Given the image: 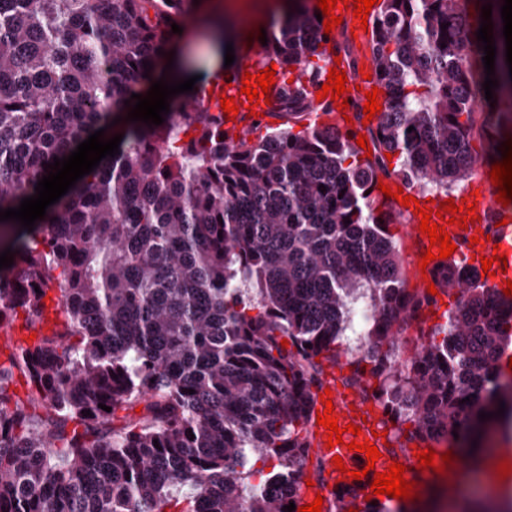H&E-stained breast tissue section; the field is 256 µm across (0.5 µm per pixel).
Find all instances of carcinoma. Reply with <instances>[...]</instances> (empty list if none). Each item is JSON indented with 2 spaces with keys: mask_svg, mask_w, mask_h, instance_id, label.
Listing matches in <instances>:
<instances>
[{
  "mask_svg": "<svg viewBox=\"0 0 512 512\" xmlns=\"http://www.w3.org/2000/svg\"><path fill=\"white\" fill-rule=\"evenodd\" d=\"M476 3L492 4L493 104L472 68L485 56ZM503 4L381 0L370 46L382 115L362 161L351 131L311 119L330 104L310 94L327 35L309 0L270 21L259 53L295 67L276 111L309 123L258 121L265 134L237 142L203 108L205 85L160 125L112 124L188 0H0V209L102 126L123 135L33 231L0 222V248L15 251L0 269V328L21 314L38 332L5 342L0 360V512H285L306 476L315 358L342 354L352 385L377 381L371 398L401 450L446 442L471 458L491 422L479 413L512 387L500 365L512 300L467 258L437 262L431 280L458 294L455 309L398 360L396 335L438 299L406 288L394 217L373 190L380 173L446 189L489 161L473 141L512 121ZM360 300L370 327L342 350ZM140 403V416L119 415ZM365 512L409 510L389 498Z\"/></svg>",
  "mask_w": 512,
  "mask_h": 512,
  "instance_id": "cac0c4a2",
  "label": "carcinoma"
}]
</instances>
